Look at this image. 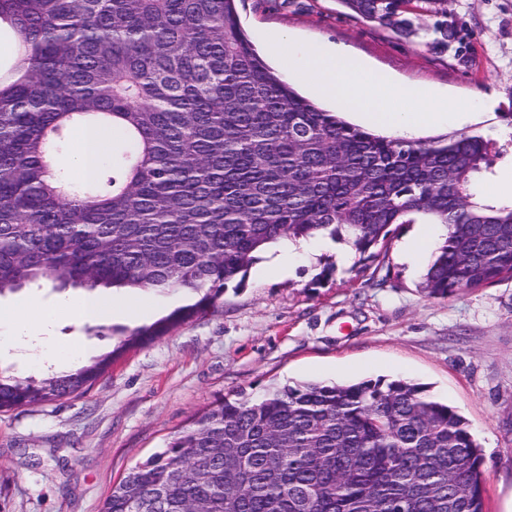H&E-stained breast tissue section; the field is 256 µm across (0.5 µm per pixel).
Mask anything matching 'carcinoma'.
<instances>
[{"instance_id":"1","label":"carcinoma","mask_w":512,"mask_h":512,"mask_svg":"<svg viewBox=\"0 0 512 512\" xmlns=\"http://www.w3.org/2000/svg\"><path fill=\"white\" fill-rule=\"evenodd\" d=\"M390 27L405 0H341ZM0 296L176 292L191 303L80 368L0 374V411L78 397L127 348L213 307L269 243L329 237L375 260L394 224H444L422 288L512 277V202L478 184L482 135H377L300 95L243 31L236 0H0ZM79 127L115 134L76 181ZM467 421L405 379L270 385L221 399L131 468L102 512H486Z\"/></svg>"}]
</instances>
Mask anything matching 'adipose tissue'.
Listing matches in <instances>:
<instances>
[{"label": "adipose tissue", "mask_w": 512, "mask_h": 512, "mask_svg": "<svg viewBox=\"0 0 512 512\" xmlns=\"http://www.w3.org/2000/svg\"><path fill=\"white\" fill-rule=\"evenodd\" d=\"M269 51L287 57L289 69L321 97L352 105L372 126L396 134L414 133L442 120L460 124L477 107L472 100L440 97L429 89L398 83L331 44L285 36Z\"/></svg>", "instance_id": "obj_1"}]
</instances>
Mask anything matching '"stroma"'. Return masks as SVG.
<instances>
[{
  "label": "stroma",
  "instance_id": "stroma-1",
  "mask_svg": "<svg viewBox=\"0 0 512 512\" xmlns=\"http://www.w3.org/2000/svg\"><path fill=\"white\" fill-rule=\"evenodd\" d=\"M255 46L281 34L328 42L390 74L483 104L470 134L512 124V0H451L431 14L421 0L408 28L366 21L340 0H239ZM452 29L445 38L443 29ZM396 224L380 262L342 263L333 240L288 275L249 270L214 308L122 355L80 397L0 412V512H101L113 484L165 446L216 400L251 396L272 383L407 379L428 387L471 425L483 450L486 512H512V279L432 298L423 267ZM132 319L76 321L57 313L37 335L0 323V371L41 378L42 342L63 355L76 344L99 354L112 331H131L183 305L180 294L120 292Z\"/></svg>",
  "mask_w": 512,
  "mask_h": 512
}]
</instances>
